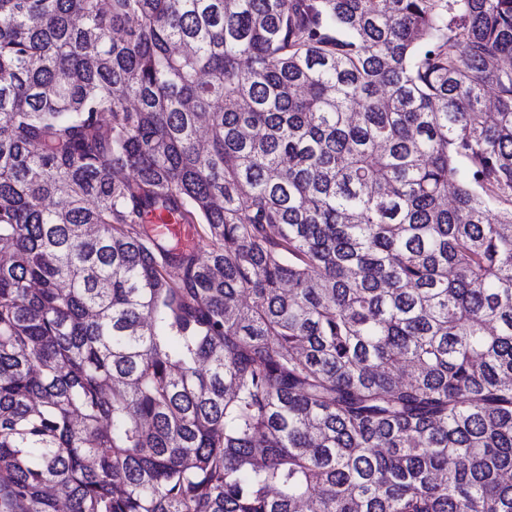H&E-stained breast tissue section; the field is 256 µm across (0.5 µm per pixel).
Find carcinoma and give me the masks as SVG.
Instances as JSON below:
<instances>
[{
  "label": "carcinoma",
  "instance_id": "obj_1",
  "mask_svg": "<svg viewBox=\"0 0 512 512\" xmlns=\"http://www.w3.org/2000/svg\"><path fill=\"white\" fill-rule=\"evenodd\" d=\"M502 57L512 0H0V512H512Z\"/></svg>",
  "mask_w": 512,
  "mask_h": 512
}]
</instances>
